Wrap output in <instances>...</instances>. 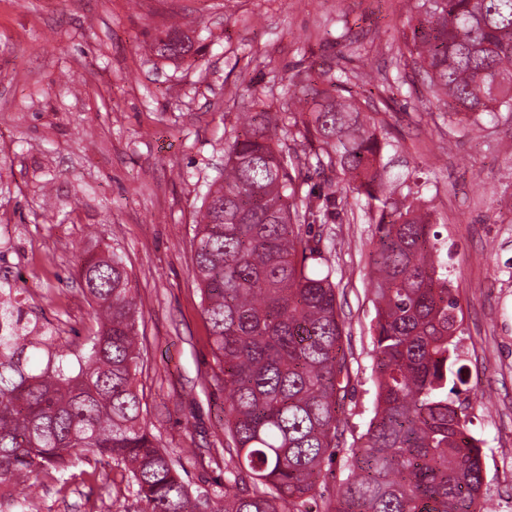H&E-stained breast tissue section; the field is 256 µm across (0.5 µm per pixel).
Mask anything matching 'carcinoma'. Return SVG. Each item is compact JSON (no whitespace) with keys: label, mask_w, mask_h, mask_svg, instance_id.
Instances as JSON below:
<instances>
[{"label":"carcinoma","mask_w":512,"mask_h":512,"mask_svg":"<svg viewBox=\"0 0 512 512\" xmlns=\"http://www.w3.org/2000/svg\"><path fill=\"white\" fill-rule=\"evenodd\" d=\"M402 38L461 130L512 112V0H418ZM346 48L323 71L327 86L306 81L277 110L243 114L224 179L203 199L193 273L224 376V483L192 488L158 446L137 385L134 288L122 258L96 241L78 269L95 328L77 351L59 350L56 330L0 285V499L14 512H29L42 478L66 474L79 448L127 470L149 512H309L348 368L332 266L301 225L338 218L346 201L299 194L279 132L298 133L316 164L338 168L367 206L377 202L374 415L326 512H485L481 448L452 371L461 309L419 191L387 192L389 143L348 87L361 46ZM153 49L184 59L202 46L172 23Z\"/></svg>","instance_id":"obj_1"}]
</instances>
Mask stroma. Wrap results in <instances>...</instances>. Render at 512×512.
I'll return each instance as SVG.
<instances>
[{"label": "stroma", "instance_id": "1", "mask_svg": "<svg viewBox=\"0 0 512 512\" xmlns=\"http://www.w3.org/2000/svg\"><path fill=\"white\" fill-rule=\"evenodd\" d=\"M407 0H0V281L24 310L74 348L92 308L75 276L100 240L122 256L141 313L147 420L193 487L224 480V389L192 274L196 223L226 142L247 106L287 102L329 35L371 45L359 71L390 70ZM201 38L200 55L155 56L171 20ZM392 173L417 182L448 253L463 321L459 399L479 440L491 512H512V113L462 133L411 68L374 93ZM300 191H336L338 219L308 225L334 269L349 381L339 394L334 462L310 506L324 512L374 414L375 224L336 169L304 163L286 139ZM67 480L47 479L30 512H142L126 472L78 452Z\"/></svg>", "mask_w": 512, "mask_h": 512}]
</instances>
